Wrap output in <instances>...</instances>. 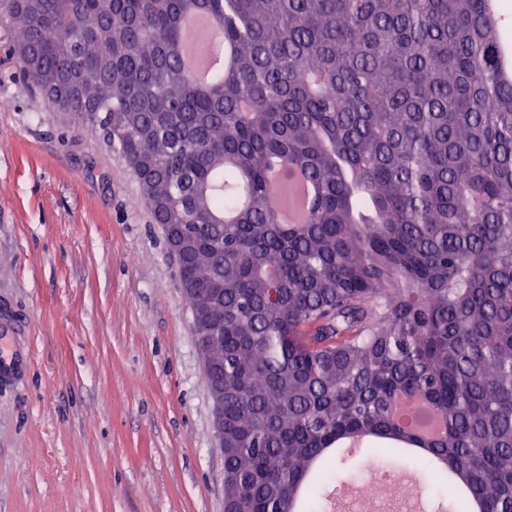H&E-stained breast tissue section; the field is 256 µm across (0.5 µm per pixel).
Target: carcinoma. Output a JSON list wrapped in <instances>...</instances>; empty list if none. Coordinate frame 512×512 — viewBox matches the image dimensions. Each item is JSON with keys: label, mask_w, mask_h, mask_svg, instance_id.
Segmentation results:
<instances>
[{"label": "carcinoma", "mask_w": 512, "mask_h": 512, "mask_svg": "<svg viewBox=\"0 0 512 512\" xmlns=\"http://www.w3.org/2000/svg\"><path fill=\"white\" fill-rule=\"evenodd\" d=\"M230 62L201 86L183 19ZM26 85L151 185L194 243L224 385V512H322L339 438L401 453L404 403L442 430L412 459L454 512H512V76L488 0H10ZM315 189L282 224L272 184ZM292 182L295 184L294 202L281 210V220L287 224L301 220L309 211L314 200L312 189L301 170L294 171Z\"/></svg>", "instance_id": "carcinoma-1"}]
</instances>
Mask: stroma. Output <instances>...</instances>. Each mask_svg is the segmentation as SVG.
<instances>
[{"mask_svg": "<svg viewBox=\"0 0 512 512\" xmlns=\"http://www.w3.org/2000/svg\"><path fill=\"white\" fill-rule=\"evenodd\" d=\"M0 20V512H224V455L161 225L103 135L25 84ZM24 328L5 319L0 326V380L17 384L23 380L30 361V349L25 339Z\"/></svg>", "mask_w": 512, "mask_h": 512, "instance_id": "obj_1", "label": "stroma"}]
</instances>
